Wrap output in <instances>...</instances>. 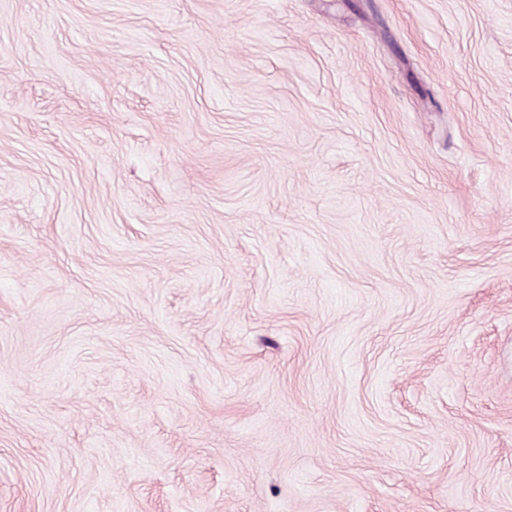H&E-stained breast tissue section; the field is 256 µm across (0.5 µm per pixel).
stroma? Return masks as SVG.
Instances as JSON below:
<instances>
[{"mask_svg": "<svg viewBox=\"0 0 512 512\" xmlns=\"http://www.w3.org/2000/svg\"><path fill=\"white\" fill-rule=\"evenodd\" d=\"M0 512H512V0H0Z\"/></svg>", "mask_w": 512, "mask_h": 512, "instance_id": "1", "label": "stroma"}]
</instances>
